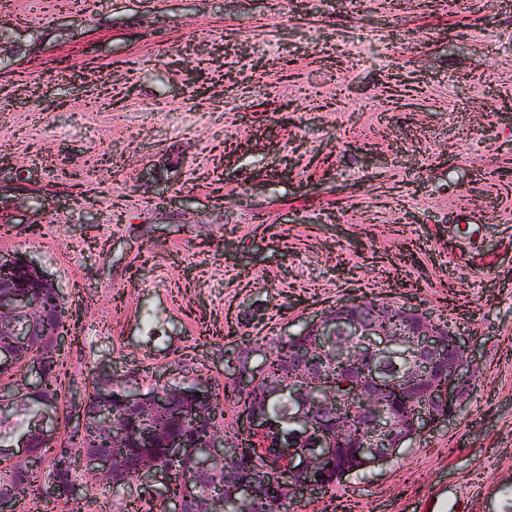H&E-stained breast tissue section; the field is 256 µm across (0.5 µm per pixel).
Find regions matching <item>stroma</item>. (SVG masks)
Returning <instances> with one entry per match:
<instances>
[{"mask_svg": "<svg viewBox=\"0 0 512 512\" xmlns=\"http://www.w3.org/2000/svg\"><path fill=\"white\" fill-rule=\"evenodd\" d=\"M305 2L0 7V251L77 311L57 433L92 368L220 392L247 337L383 298L453 321L480 372L302 512H512V0Z\"/></svg>", "mask_w": 512, "mask_h": 512, "instance_id": "obj_1", "label": "stroma"}]
</instances>
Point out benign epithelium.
<instances>
[{
    "mask_svg": "<svg viewBox=\"0 0 512 512\" xmlns=\"http://www.w3.org/2000/svg\"><path fill=\"white\" fill-rule=\"evenodd\" d=\"M21 268L20 280L0 278V334L15 337V346L0 348V371L12 369L17 348L34 335V323L44 315L33 288L49 285L45 274L27 258L0 251V269ZM231 363L226 379L238 388L258 390L256 367ZM478 367L469 345L454 329L445 330L436 319L405 304L377 310L366 298L353 299L319 316L301 333L294 358L288 360L279 384L264 389V396H286L293 404L288 415L294 430L282 431L271 417L245 409L237 416L240 432L252 441L242 445L222 431L211 432L204 444L185 434L162 429L160 418L143 399L128 396L125 405L140 412L142 436L152 442L164 438L167 455L185 463L195 479L182 495L163 498L167 512H187L196 496L197 480L224 476L231 460H261L269 472L275 503L287 499L301 504L328 485L329 468L350 451L362 467L386 463L427 431L454 418L468 395ZM46 369L38 360L27 361L23 389L39 399L38 420L49 416L54 400L45 395ZM397 395L402 404L382 403ZM310 406H322L328 416L314 418ZM114 412L107 401H85L76 412L75 427L111 432ZM54 438L42 425L33 424L16 441L10 456L22 468L40 465L39 444ZM117 457L112 449L86 446L77 457L66 494L83 498L90 487L112 483ZM169 473L149 463L138 469L137 482L160 497Z\"/></svg>",
    "mask_w": 512,
    "mask_h": 512,
    "instance_id": "1",
    "label": "benign epithelium"
}]
</instances>
